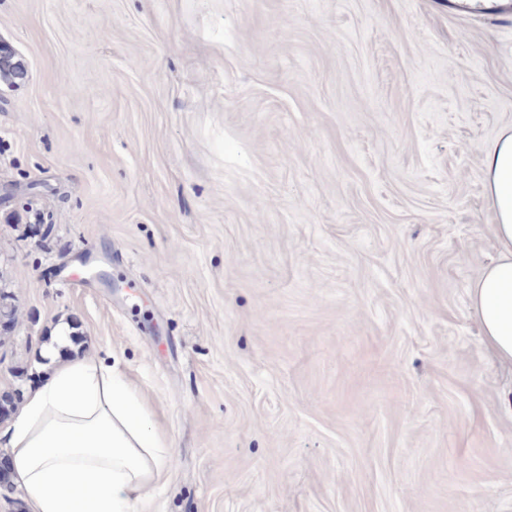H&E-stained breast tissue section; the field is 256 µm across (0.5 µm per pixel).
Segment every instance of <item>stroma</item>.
Segmentation results:
<instances>
[{
  "label": "stroma",
  "instance_id": "obj_1",
  "mask_svg": "<svg viewBox=\"0 0 512 512\" xmlns=\"http://www.w3.org/2000/svg\"><path fill=\"white\" fill-rule=\"evenodd\" d=\"M502 15L0 0V395L63 323L172 450L138 512H512V372L467 292Z\"/></svg>",
  "mask_w": 512,
  "mask_h": 512
}]
</instances>
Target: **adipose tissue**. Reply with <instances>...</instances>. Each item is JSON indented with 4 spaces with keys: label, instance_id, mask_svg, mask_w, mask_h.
Here are the masks:
<instances>
[{
    "label": "adipose tissue",
    "instance_id": "adipose-tissue-1",
    "mask_svg": "<svg viewBox=\"0 0 512 512\" xmlns=\"http://www.w3.org/2000/svg\"><path fill=\"white\" fill-rule=\"evenodd\" d=\"M482 165L499 257L468 294L485 344L512 366V128ZM0 447L32 512H133L170 454L123 375L87 359L60 365L31 393Z\"/></svg>",
    "mask_w": 512,
    "mask_h": 512
}]
</instances>
